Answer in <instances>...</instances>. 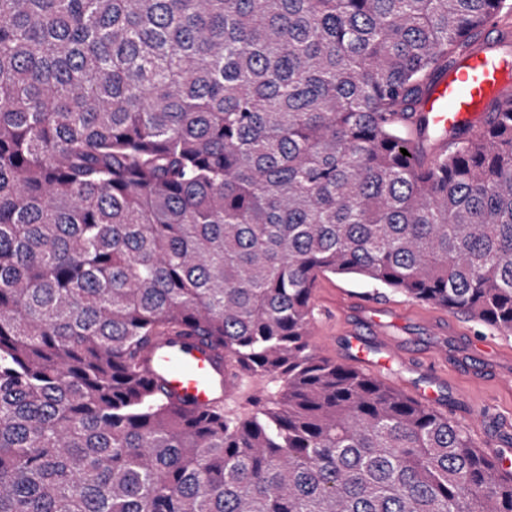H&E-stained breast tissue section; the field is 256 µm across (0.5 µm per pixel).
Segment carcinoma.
Wrapping results in <instances>:
<instances>
[{
  "mask_svg": "<svg viewBox=\"0 0 512 512\" xmlns=\"http://www.w3.org/2000/svg\"><path fill=\"white\" fill-rule=\"evenodd\" d=\"M489 16L0 0V512H512L497 456L310 336L327 273L512 335V107L443 154L421 109ZM162 336L283 387L178 408Z\"/></svg>",
  "mask_w": 512,
  "mask_h": 512,
  "instance_id": "carcinoma-1",
  "label": "carcinoma"
}]
</instances>
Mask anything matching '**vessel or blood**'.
I'll return each mask as SVG.
<instances>
[{
	"label": "vessel or blood",
	"mask_w": 512,
	"mask_h": 512,
	"mask_svg": "<svg viewBox=\"0 0 512 512\" xmlns=\"http://www.w3.org/2000/svg\"><path fill=\"white\" fill-rule=\"evenodd\" d=\"M496 39L463 49L456 64L442 74L423 101L429 127L446 139H459L464 131L480 127L493 117V110L512 97V57L506 56L503 28H496ZM336 311L345 319L366 322L375 344L352 340V361L370 365L369 354L379 349L394 359H405L401 346L388 337L383 310L354 296L343 297ZM144 376L159 384L173 403L191 409H206L218 400L235 394L224 382V358L205 345L175 336L159 338L147 351Z\"/></svg>",
	"instance_id": "1"
}]
</instances>
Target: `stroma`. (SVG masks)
Returning <instances> with one entry per match:
<instances>
[{
  "label": "stroma",
  "mask_w": 512,
  "mask_h": 512,
  "mask_svg": "<svg viewBox=\"0 0 512 512\" xmlns=\"http://www.w3.org/2000/svg\"><path fill=\"white\" fill-rule=\"evenodd\" d=\"M319 283L317 294L328 313H335L336 300L343 293L398 305L400 313L390 321L396 338L408 343L417 356L438 346L447 353V378L437 387L430 374L397 360L374 370V377L411 398L420 392H435L441 400L440 412L472 434L486 451H493L499 439L512 442V389L498 387L490 376L480 373L489 358L499 371L512 373V335L499 334L465 314L455 313L448 317L447 335L441 336L425 320V304L353 276L330 274Z\"/></svg>",
  "instance_id": "35a3bbf8"
}]
</instances>
